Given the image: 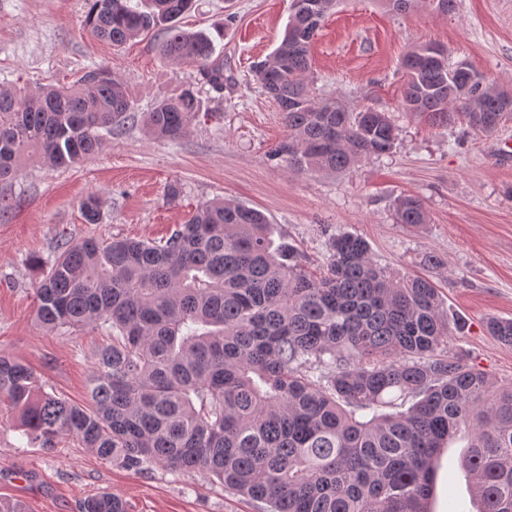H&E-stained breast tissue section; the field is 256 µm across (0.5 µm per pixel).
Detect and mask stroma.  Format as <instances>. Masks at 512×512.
Returning a JSON list of instances; mask_svg holds the SVG:
<instances>
[{"label": "stroma", "instance_id": "obj_1", "mask_svg": "<svg viewBox=\"0 0 512 512\" xmlns=\"http://www.w3.org/2000/svg\"><path fill=\"white\" fill-rule=\"evenodd\" d=\"M291 0H196L185 30L212 33L224 60V90L199 83L196 70L163 58L162 35L143 34L122 47L82 26L86 0H0V87L37 91L67 84L107 66L126 86L136 112L194 87L203 104L195 126L179 142L153 138L127 125L79 168H56L29 158L17 178L0 182V196L17 206L0 214V354L23 361L46 391L87 401L98 350L108 333L87 327L51 333L35 319L40 271L61 239L116 236L161 239L202 203L231 199L261 210L276 240L305 255L319 273L333 234L350 232L369 244L378 264L400 275L430 274L445 306L466 322L449 336L448 350L512 383V346L488 334L489 316L512 318V120L494 135L465 123L432 125L400 111V57L439 41L451 61H468L489 83L512 88V0H456L452 13L418 9L394 13L379 0H345L323 23L311 48L315 99L336 98L350 109L390 113L399 139L389 154L363 160L345 174L298 175L270 151L287 130L276 104L251 71L277 46ZM180 194L169 199L167 188ZM91 193L103 201L99 223H85L80 205ZM419 197L428 224L395 223L398 196ZM437 265L424 269V254ZM102 491L121 496L130 512H258L198 472L156 467L135 473L99 458L76 439L56 448L26 447L12 419L0 412V500L25 512H79Z\"/></svg>", "mask_w": 512, "mask_h": 512}]
</instances>
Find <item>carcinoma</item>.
Segmentation results:
<instances>
[{
  "label": "carcinoma",
  "mask_w": 512,
  "mask_h": 512,
  "mask_svg": "<svg viewBox=\"0 0 512 512\" xmlns=\"http://www.w3.org/2000/svg\"><path fill=\"white\" fill-rule=\"evenodd\" d=\"M84 25L120 47L154 29L160 53L224 89L214 39L188 33L193 0H87ZM291 0L277 47L252 72L288 131L271 150L298 174L345 173L391 152L398 128L385 112H351L311 94L309 48L340 0ZM400 107L432 124L460 117L493 134L512 118V93L487 83L438 42L400 60ZM122 83L96 67L71 84L35 93L0 90V181L25 160L76 166L125 130ZM192 88L144 113L152 136L177 142L193 127ZM102 201L82 202L89 224ZM397 223H427L422 201L397 198ZM322 275L277 243L266 216L231 200L209 201L159 241L114 237L57 244L41 269L36 321L50 332L104 326L90 404L44 390L26 364L0 354V404L32 448L70 435L101 459L143 473L156 465L206 473L261 512H432L435 463L459 434L460 466L475 512H512V383L448 352L461 331L428 276L397 277L350 233L331 238ZM488 332L512 345V319ZM81 512H128L110 492Z\"/></svg>",
  "instance_id": "carcinoma-1"
}]
</instances>
